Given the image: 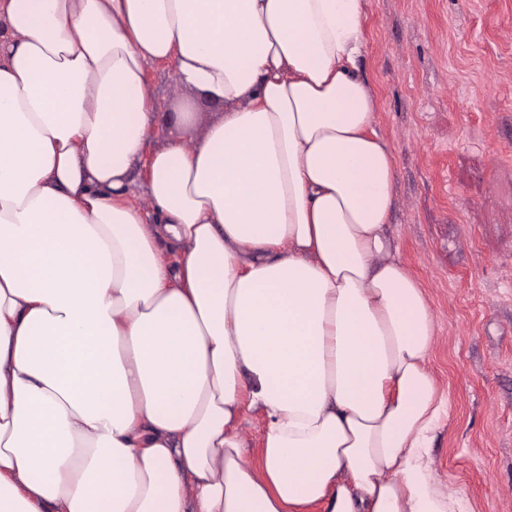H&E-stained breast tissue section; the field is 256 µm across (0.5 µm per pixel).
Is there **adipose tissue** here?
I'll return each mask as SVG.
<instances>
[{
	"label": "adipose tissue",
	"mask_w": 512,
	"mask_h": 512,
	"mask_svg": "<svg viewBox=\"0 0 512 512\" xmlns=\"http://www.w3.org/2000/svg\"><path fill=\"white\" fill-rule=\"evenodd\" d=\"M365 5L0 0V512H470L433 482ZM172 57L226 111L141 188ZM262 427L263 420L261 415L252 414L243 428V437L245 440V451L253 460L257 461L262 447Z\"/></svg>",
	"instance_id": "obj_1"
}]
</instances>
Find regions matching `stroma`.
<instances>
[{"instance_id": "stroma-1", "label": "stroma", "mask_w": 512, "mask_h": 512, "mask_svg": "<svg viewBox=\"0 0 512 512\" xmlns=\"http://www.w3.org/2000/svg\"><path fill=\"white\" fill-rule=\"evenodd\" d=\"M362 70L395 157L390 229L437 322L427 368L448 391L436 484L512 512V0H368ZM153 66L151 149L198 142L223 102Z\"/></svg>"}]
</instances>
